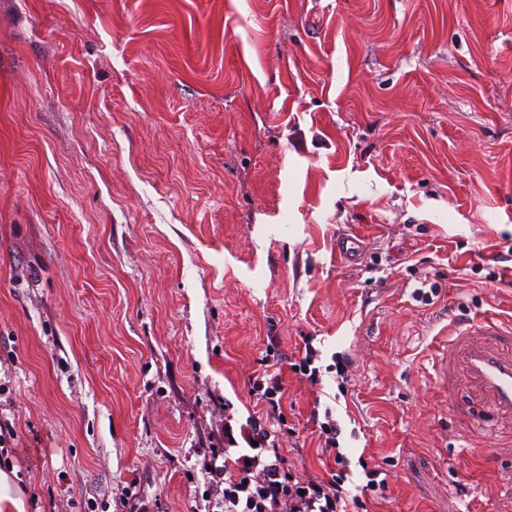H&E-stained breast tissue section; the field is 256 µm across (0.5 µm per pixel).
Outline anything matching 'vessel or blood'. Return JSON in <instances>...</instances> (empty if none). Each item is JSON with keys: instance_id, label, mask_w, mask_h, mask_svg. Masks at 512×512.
<instances>
[{"instance_id": "vessel-or-blood-1", "label": "vessel or blood", "mask_w": 512, "mask_h": 512, "mask_svg": "<svg viewBox=\"0 0 512 512\" xmlns=\"http://www.w3.org/2000/svg\"><path fill=\"white\" fill-rule=\"evenodd\" d=\"M512 344V325L488 316L451 325L448 349L464 348L470 374L492 394L499 407L512 411V355L502 353Z\"/></svg>"}]
</instances>
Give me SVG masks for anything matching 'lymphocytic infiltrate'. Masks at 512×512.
<instances>
[{
	"mask_svg": "<svg viewBox=\"0 0 512 512\" xmlns=\"http://www.w3.org/2000/svg\"><path fill=\"white\" fill-rule=\"evenodd\" d=\"M310 420L331 463L326 477L299 479L283 457L272 429L259 418L240 428L225 427L223 456H212L204 475L219 490L215 512H369L368 502L383 493L379 468H364L361 494L346 489L350 462L340 446L342 428L332 409L312 410Z\"/></svg>",
	"mask_w": 512,
	"mask_h": 512,
	"instance_id": "f902f5d3",
	"label": "lymphocytic infiltrate"
}]
</instances>
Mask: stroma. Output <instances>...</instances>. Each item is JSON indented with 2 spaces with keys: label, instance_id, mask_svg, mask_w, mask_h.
Here are the masks:
<instances>
[{
  "label": "stroma",
  "instance_id": "obj_1",
  "mask_svg": "<svg viewBox=\"0 0 512 512\" xmlns=\"http://www.w3.org/2000/svg\"><path fill=\"white\" fill-rule=\"evenodd\" d=\"M486 312L512 0H0V512H206L270 346L298 476L327 405L372 512H512V415L445 363ZM312 340L304 343L305 354L301 358L300 363H294L292 369L303 376H307L311 381H318L320 377V368L314 366L315 361L319 356V351L312 345Z\"/></svg>",
  "mask_w": 512,
  "mask_h": 512
}]
</instances>
